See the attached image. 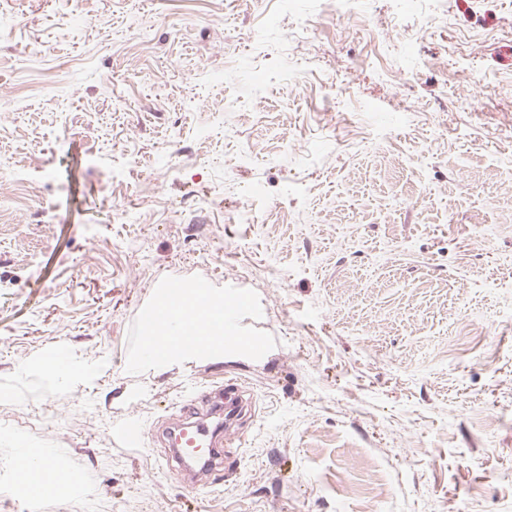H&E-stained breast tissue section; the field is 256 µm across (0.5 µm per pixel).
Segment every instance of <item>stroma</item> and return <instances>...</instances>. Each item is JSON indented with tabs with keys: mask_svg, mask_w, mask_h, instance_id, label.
<instances>
[{
	"mask_svg": "<svg viewBox=\"0 0 512 512\" xmlns=\"http://www.w3.org/2000/svg\"><path fill=\"white\" fill-rule=\"evenodd\" d=\"M193 275L275 347L128 373ZM230 381L184 489L153 430ZM0 512H512V0H0ZM199 403L204 404L207 409L201 412L196 399L190 400V404L182 407V425L192 427L187 431L185 427L179 432L175 439L178 444L182 438L186 439L189 447L207 448L209 453L207 459L201 460L190 468L184 463V457L180 448H170L172 457L179 460L186 466L189 478L187 486L191 490L199 485L216 484L224 480V475L231 474L230 469L224 466V443L230 447L236 443L235 433L230 431L235 418L243 410L242 400L238 395V388L235 383H225L224 389L214 390L201 394ZM224 410V425L217 426L209 421L210 415L218 414ZM173 444L170 447H176ZM39 469L45 476V489L48 490L51 485L65 476V466L61 461L51 457H44L37 460H31L28 457L19 459L17 465L18 475L24 477L26 469ZM76 477L67 471L64 479L58 481L55 486H64L72 483Z\"/></svg>",
	"mask_w": 512,
	"mask_h": 512,
	"instance_id": "35a3bbf8",
	"label": "stroma"
}]
</instances>
